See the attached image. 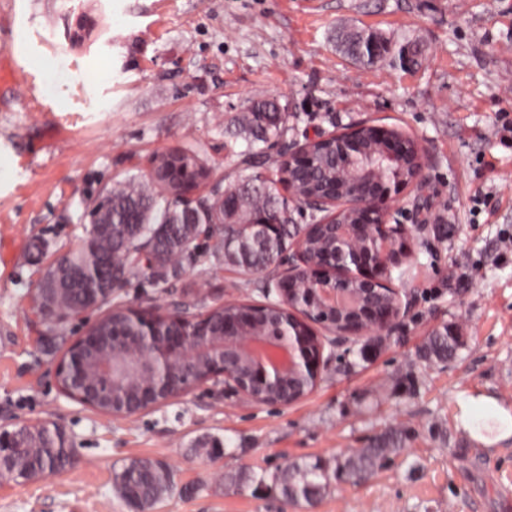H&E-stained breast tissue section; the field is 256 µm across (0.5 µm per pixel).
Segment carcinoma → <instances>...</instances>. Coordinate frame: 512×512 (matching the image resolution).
<instances>
[{"instance_id":"carcinoma-1","label":"carcinoma","mask_w":512,"mask_h":512,"mask_svg":"<svg viewBox=\"0 0 512 512\" xmlns=\"http://www.w3.org/2000/svg\"><path fill=\"white\" fill-rule=\"evenodd\" d=\"M337 48L367 67L378 64L383 54L395 52L408 66L416 64L419 55L415 46L395 50L382 34L358 28L342 31ZM289 118L287 108L274 99L252 101L244 107L236 120V135L245 142V148L237 154L238 171L227 174L212 191L192 199L186 197L187 187L181 177L210 170L205 151L198 145L181 148L182 167L172 172L165 158L158 159L157 169L163 173L161 184L147 174H137L103 187L89 210L86 237L69 252L71 265L80 270L93 259L107 271H123L130 277L143 273L156 284L176 276L182 263L192 256L197 259L202 281L211 265L224 262L226 253L243 270L274 266L288 237L255 242L250 232L242 229L226 249L220 225L253 224L272 212L281 214L282 224L292 223L285 195L288 182L279 179L281 163L266 154V149L288 132ZM311 150L319 157V164L298 172L293 188L300 194L321 195L336 183L341 168L335 164L333 143L320 142ZM149 249L156 254V265L151 270L140 261L141 251ZM110 287L109 279L98 276L88 286L69 282L49 295L56 299L62 315L76 317L92 303L106 304ZM457 346V336L445 328L430 336L426 350L428 355L444 360L455 353ZM17 433L25 448L15 453L12 471L0 475L3 480H36L48 471H60L74 452L63 431L52 423L21 425ZM398 441V435L391 432L349 456L343 465L347 476L365 478ZM324 479L320 467L308 463H290L276 474L283 493L305 501L319 494ZM114 483L122 493L131 488L138 497L158 502L168 491L171 479L166 469L152 459L133 458L116 473Z\"/></svg>"}]
</instances>
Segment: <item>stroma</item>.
<instances>
[{
  "mask_svg": "<svg viewBox=\"0 0 512 512\" xmlns=\"http://www.w3.org/2000/svg\"><path fill=\"white\" fill-rule=\"evenodd\" d=\"M85 21L84 44L65 38ZM355 26L413 40L417 66L364 67L336 47ZM51 60L52 73L34 68ZM292 115L286 142L366 120L426 152L428 204L400 193L392 216L419 228L393 274L415 302L392 337L364 338L313 393L251 405L212 384L141 415L112 418L60 391L55 364L99 310L51 331L37 285L90 226L101 188L158 153L201 145L213 179L243 147L233 119L251 100ZM512 0H0V428L45 421L75 448L68 470L0 485V512H135L113 485L134 457L161 462L172 487L152 512H304L273 476L292 462L328 477L317 512H512V438L486 446L460 403L493 398L512 413ZM131 278L117 303L167 310L231 296L262 301L264 280L213 266L198 286ZM453 329L455 356L426 359ZM401 433L370 480L339 467L380 435ZM223 448L218 460L202 446Z\"/></svg>",
  "mask_w": 512,
  "mask_h": 512,
  "instance_id": "35a3bbf8",
  "label": "stroma"
}]
</instances>
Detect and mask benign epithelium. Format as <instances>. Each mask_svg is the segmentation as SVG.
Here are the masks:
<instances>
[{"mask_svg": "<svg viewBox=\"0 0 512 512\" xmlns=\"http://www.w3.org/2000/svg\"><path fill=\"white\" fill-rule=\"evenodd\" d=\"M346 129L341 166L373 153L388 163L381 179L338 183L320 197L288 195L299 210L322 213L320 224H296L274 275L279 302L238 307L229 319L210 321L195 304L160 314L122 306L130 322L107 334L91 325L68 344L57 363L63 392L102 415L126 417L169 404L209 381L255 405L288 406L310 395L336 350L372 333L390 335L412 305L413 291L391 283V268L410 257L416 240L405 224L390 223L400 192L426 183L425 164L407 179L399 168L405 146L397 132L376 128L368 147ZM283 173L310 167L315 159L301 144L281 155ZM255 235L282 231L275 214L250 224ZM329 356H324L325 349ZM0 468L21 446L13 431L0 430Z\"/></svg>", "mask_w": 512, "mask_h": 512, "instance_id": "1", "label": "benign epithelium"}]
</instances>
